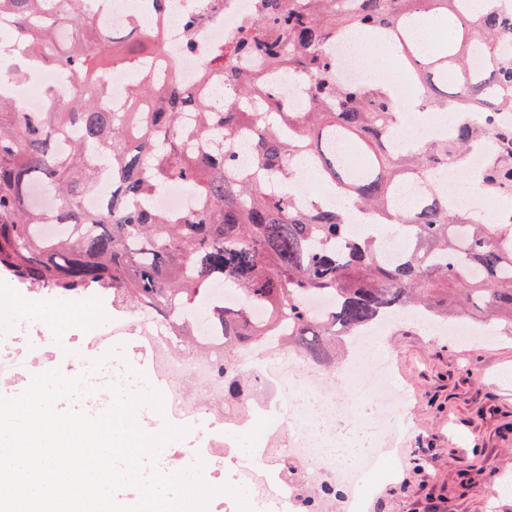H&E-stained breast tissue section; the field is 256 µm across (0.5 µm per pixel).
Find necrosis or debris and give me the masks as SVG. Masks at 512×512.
<instances>
[{
    "label": "necrosis or debris",
    "instance_id": "1",
    "mask_svg": "<svg viewBox=\"0 0 512 512\" xmlns=\"http://www.w3.org/2000/svg\"><path fill=\"white\" fill-rule=\"evenodd\" d=\"M202 13L205 23L199 28L195 52L186 50L185 22L190 15ZM150 0H106L99 16L105 28L122 31L140 25L150 17ZM256 15V0H173L166 19L159 25L160 51L170 62L179 81L189 89H200V63L216 46L232 40L243 25ZM336 58L339 78L371 82L384 78L394 88L398 107L423 112L428 140L439 142L452 137L454 122L446 113L424 110L417 102L418 87L399 65H391L383 75L367 69L355 42H337L330 49ZM495 150L493 138H485L469 152L442 170L436 184L441 194L457 212H477L490 224L506 220L503 205L512 193L499 192L494 197L478 192L472 179L463 180L462 171L480 172ZM202 352L178 351L169 332L144 329L146 344L153 357V373L165 383L168 411L182 419L195 418L200 408L215 410L225 427L245 430L249 419L268 411L282 415L281 423L262 433L254 459L238 461L234 479L248 486L256 501L267 499L270 478L279 469L282 457L303 463L310 485L323 490L318 512H336L337 503H345L354 512L360 493L359 477L370 465L377 449L394 442L392 422L401 408L389 394L393 366L389 358L373 348L372 331H364L363 341L344 366L331 369L315 367L293 354L282 341L268 349L272 367L254 371L247 392L236 408L224 406V385L214 379V359L210 352L222 348L207 321L197 324ZM356 405L373 409L375 436L370 445L352 453L350 461L339 455L341 438L336 426L342 414Z\"/></svg>",
    "mask_w": 512,
    "mask_h": 512
}]
</instances>
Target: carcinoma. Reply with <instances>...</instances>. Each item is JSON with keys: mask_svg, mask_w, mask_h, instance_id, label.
Listing matches in <instances>:
<instances>
[{"mask_svg": "<svg viewBox=\"0 0 512 512\" xmlns=\"http://www.w3.org/2000/svg\"><path fill=\"white\" fill-rule=\"evenodd\" d=\"M254 22L202 61L200 82L231 96L217 104L151 69L158 34L125 47L108 35L88 0H0V65L19 76L33 66L62 71L66 99L29 112L0 96V275L52 295L96 291L112 310L152 309L176 336L193 332L204 313L224 336L217 373L224 396L236 398V354L263 349L288 323V344L309 362L335 365L336 341L410 308L448 319V284L489 321L512 332V223L483 224L448 207L432 175L490 135L498 153L482 173L496 193L512 189V23L499 0L479 14L467 0H257ZM441 9L463 31L440 57L409 46L414 23ZM393 35L413 81L437 108L459 114L451 140L396 150L384 130L399 122L390 85L341 81L328 47L354 30ZM242 59L259 66L245 71ZM135 76L127 104H104L111 71ZM307 80L308 104L292 112L266 88L267 73ZM255 129L250 168L238 171L224 140ZM313 159L314 175L344 201L296 204L301 182L290 165ZM103 179L119 189L100 211L81 201ZM181 182L202 200L191 213L159 211L153 199ZM57 200L58 236L42 232L44 214L28 204L33 186ZM374 215L364 237L346 245L351 210ZM398 235L394 261L377 256L376 232ZM220 282L241 300L237 308L208 294ZM312 296L335 299L316 314ZM258 308L262 317H252Z\"/></svg>", "mask_w": 512, "mask_h": 512, "instance_id": "cac0c4a2", "label": "carcinoma"}]
</instances>
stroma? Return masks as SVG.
I'll return each instance as SVG.
<instances>
[{
  "label": "stroma",
  "instance_id": "obj_1",
  "mask_svg": "<svg viewBox=\"0 0 512 512\" xmlns=\"http://www.w3.org/2000/svg\"><path fill=\"white\" fill-rule=\"evenodd\" d=\"M72 304L94 306L93 318L53 338L41 322L28 318L0 340V348L86 350L90 329L108 321L112 307L94 294L80 295ZM125 320L128 332L100 346L89 364H126L144 382L152 366L141 338L142 319L129 313ZM484 332L487 339L480 343L452 341L402 320L380 336L379 348L393 359L396 392L404 403L403 439L366 475L373 488L361 512H512V333L489 325ZM168 422L185 430L162 449L167 466L177 469L185 464L186 449L203 451L209 435L224 432L223 424L212 419L201 426L146 406L139 410L144 431H158ZM204 427L209 435H201ZM196 467L202 481L216 490L205 512H240L228 492L233 462L203 452Z\"/></svg>",
  "mask_w": 512,
  "mask_h": 512
}]
</instances>
